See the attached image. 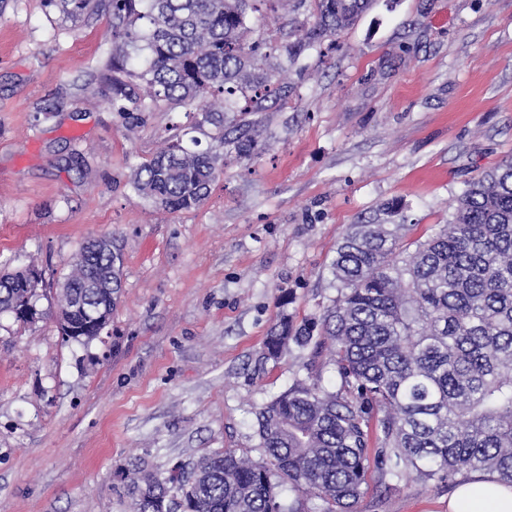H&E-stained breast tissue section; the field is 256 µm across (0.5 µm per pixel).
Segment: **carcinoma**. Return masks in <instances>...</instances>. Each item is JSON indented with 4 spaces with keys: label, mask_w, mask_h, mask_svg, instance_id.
<instances>
[{
    "label": "carcinoma",
    "mask_w": 512,
    "mask_h": 512,
    "mask_svg": "<svg viewBox=\"0 0 512 512\" xmlns=\"http://www.w3.org/2000/svg\"><path fill=\"white\" fill-rule=\"evenodd\" d=\"M81 16L99 0H59ZM263 0H111L117 24L102 70L126 128L152 104L194 105V124L134 173V190L169 211L199 206L236 159L261 152L253 115L288 92L287 75L262 64L277 48L257 34ZM372 0H315V21L295 27L296 57L351 28ZM138 59L143 67L127 69ZM237 113L227 124V112ZM202 134L216 146L199 149ZM407 224H352L331 262L336 294L320 320L284 317L261 347L278 360L290 345L330 351L340 387L292 382L255 412L261 461L232 449L168 475L134 462L122 473L130 512H294L283 492L304 490L316 512H350L370 468L401 481L452 482L488 470L512 486V157L467 183L451 218L425 239ZM112 237L89 239L58 280L54 318L65 341L85 347L108 327L121 288ZM31 267L0 273V316H39Z\"/></svg>",
    "instance_id": "obj_1"
}]
</instances>
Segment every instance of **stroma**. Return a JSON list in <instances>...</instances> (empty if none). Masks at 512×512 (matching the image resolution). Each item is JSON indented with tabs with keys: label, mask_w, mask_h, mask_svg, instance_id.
Wrapping results in <instances>:
<instances>
[{
	"label": "stroma",
	"mask_w": 512,
	"mask_h": 512,
	"mask_svg": "<svg viewBox=\"0 0 512 512\" xmlns=\"http://www.w3.org/2000/svg\"><path fill=\"white\" fill-rule=\"evenodd\" d=\"M298 20L313 5L269 0L260 34L284 42ZM111 45V8L0 0V265L50 285L104 233L124 258L102 340L64 341L46 297L35 323L0 321V512H129L134 459L167 473L255 447L256 411L294 379L338 383L309 351L260 350L281 316L322 314L349 225L394 204L427 236L512 155V0H374L289 65L287 96L258 114L261 156L225 153L208 199L177 212L130 180L187 110L152 106L126 130L100 67ZM451 490L373 468L352 512H448Z\"/></svg>",
	"instance_id": "1"
}]
</instances>
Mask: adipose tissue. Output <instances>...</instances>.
<instances>
[{"mask_svg":"<svg viewBox=\"0 0 512 512\" xmlns=\"http://www.w3.org/2000/svg\"><path fill=\"white\" fill-rule=\"evenodd\" d=\"M448 512H512V486L493 475L472 474L449 496Z\"/></svg>","mask_w":512,"mask_h":512,"instance_id":"ef3b65f1","label":"adipose tissue"}]
</instances>
